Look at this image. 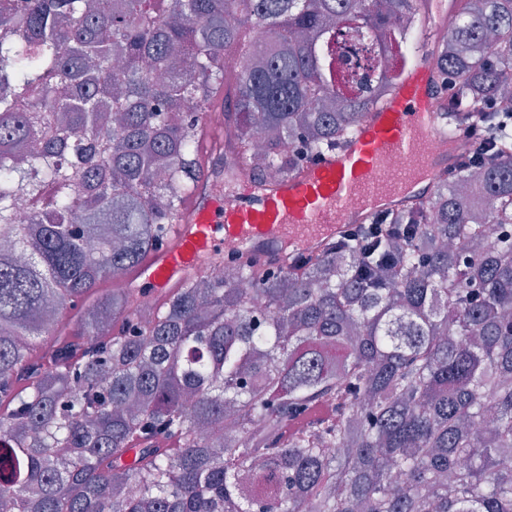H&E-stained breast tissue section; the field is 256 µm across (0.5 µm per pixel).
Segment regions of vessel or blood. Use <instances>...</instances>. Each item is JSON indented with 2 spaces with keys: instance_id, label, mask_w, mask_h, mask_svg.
Here are the masks:
<instances>
[{
  "instance_id": "b4317fda",
  "label": "vessel or blood",
  "mask_w": 512,
  "mask_h": 512,
  "mask_svg": "<svg viewBox=\"0 0 512 512\" xmlns=\"http://www.w3.org/2000/svg\"><path fill=\"white\" fill-rule=\"evenodd\" d=\"M458 9V0H423L413 63L340 149L277 182L240 173L244 191L235 197L203 184L181 224L134 271L133 286L162 294L233 242L290 269L300 254L322 251L351 226L428 199L466 149L464 135L447 131L436 65L439 33Z\"/></svg>"
}]
</instances>
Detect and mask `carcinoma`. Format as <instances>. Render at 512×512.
<instances>
[{"label":"carcinoma","instance_id":"cac0c4a2","mask_svg":"<svg viewBox=\"0 0 512 512\" xmlns=\"http://www.w3.org/2000/svg\"><path fill=\"white\" fill-rule=\"evenodd\" d=\"M481 2L437 58L451 133L512 107V0ZM418 14L0 0V512H512V154L396 213L413 233L364 257L375 288L354 242L296 274L245 253L159 297L102 287L209 178L205 110L233 103L228 181L284 178L388 97Z\"/></svg>","mask_w":512,"mask_h":512}]
</instances>
